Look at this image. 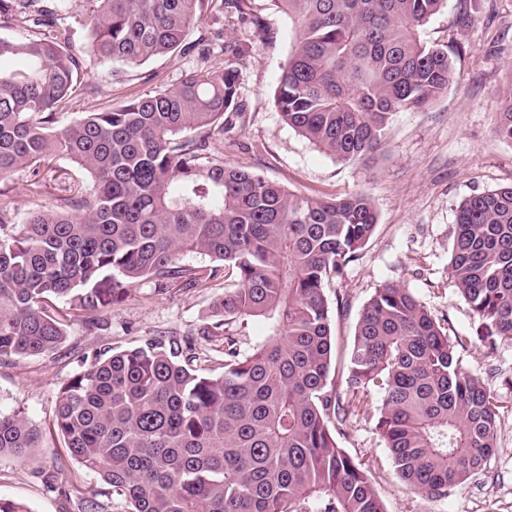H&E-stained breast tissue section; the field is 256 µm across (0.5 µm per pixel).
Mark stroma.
Instances as JSON below:
<instances>
[{"label":"stroma","mask_w":512,"mask_h":512,"mask_svg":"<svg viewBox=\"0 0 512 512\" xmlns=\"http://www.w3.org/2000/svg\"><path fill=\"white\" fill-rule=\"evenodd\" d=\"M463 7L472 17L465 27L456 23ZM246 11L264 20L269 38L255 39L249 23L237 14L204 15L200 30L189 36L192 49L135 68L108 62L81 72L74 93L58 109L60 125L92 110L174 88L190 73L223 65L225 45L238 44L247 53L239 85L243 116L211 137L209 157L256 171L301 195L365 192L378 215L374 235L358 260L325 290L328 300H345L333 312L337 347H349L361 309L387 283L409 288L446 321L449 336L469 335L476 322L457 293L448 263L459 204L512 185V143L493 130L497 103L512 91V0H446L421 37L452 49L455 81L427 109L396 114L384 149L350 163L337 161L296 133L274 104L281 67L292 48V21L274 0H248ZM204 32L209 41H200ZM41 173L37 193L31 191L25 170L0 182L6 223H22L29 212L87 194L92 187L90 178L65 158L53 160ZM223 294L220 275L203 286H176L165 293L144 281L123 302L103 311L101 329L69 322L66 340L54 353L0 364V410L22 411L42 432L37 461L0 457V496L25 502L31 512H77L80 500L94 497L101 500V512H129L122 497L102 496L100 479L72 460L50 434L59 390L81 371L84 359L98 353L127 350L150 338L205 347L197 333ZM457 355L461 368L479 378L502 405L497 450L467 487L449 491L447 498L410 491L394 477L385 444L374 429L382 400L371 395L338 444L352 457L370 462L371 480L386 512H512V344L493 351L470 344ZM56 462L65 468L74 489L71 497L62 496L42 475Z\"/></svg>","instance_id":"35a3bbf8"}]
</instances>
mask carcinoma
<instances>
[{"label": "carcinoma", "instance_id": "obj_1", "mask_svg": "<svg viewBox=\"0 0 512 512\" xmlns=\"http://www.w3.org/2000/svg\"><path fill=\"white\" fill-rule=\"evenodd\" d=\"M207 0H0V181L41 160L70 159L90 199L0 224V362L52 353L67 321L100 313L137 283L160 290L217 275L224 297L199 335L207 351L151 339L98 354L62 388L54 428L68 455L131 512H384L365 464L337 443L376 391L375 430L395 475L436 498L464 487L496 450L500 401L461 370L456 347L512 342V186L464 199L449 273L478 321L470 336L443 323L406 287L384 284L364 305L350 348L336 356L325 288L372 238L369 196L292 193L261 174L206 159L209 138L242 113L243 53L171 90L87 112L58 127L56 108L81 68L54 30L64 7L82 21L89 56L139 66L186 46ZM295 24L275 104L283 120L344 162L386 143L394 116L423 110L455 78L448 46L420 30L446 0H275ZM196 133L187 138L185 134ZM494 133L512 142V92ZM68 299L70 312L57 306ZM265 334L242 350L237 326ZM340 363L345 389L329 377ZM40 431L0 412V456L23 461ZM50 485L70 497L58 466Z\"/></svg>", "mask_w": 512, "mask_h": 512}]
</instances>
